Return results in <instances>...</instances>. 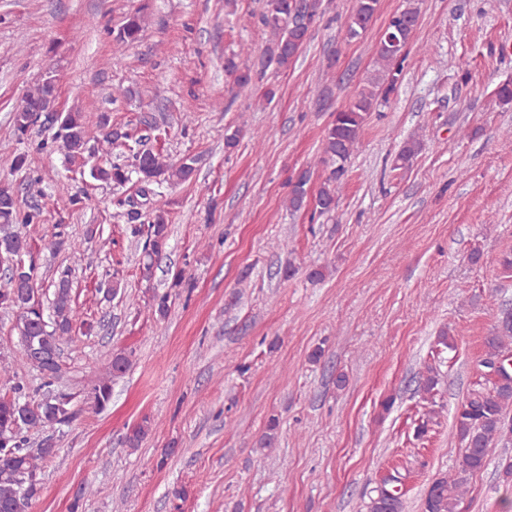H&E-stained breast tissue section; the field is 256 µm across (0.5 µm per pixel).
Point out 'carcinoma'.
Wrapping results in <instances>:
<instances>
[{"label":"carcinoma","instance_id":"carcinoma-1","mask_svg":"<svg viewBox=\"0 0 512 512\" xmlns=\"http://www.w3.org/2000/svg\"><path fill=\"white\" fill-rule=\"evenodd\" d=\"M379 0H356L354 11L346 21V38L363 35L378 11ZM317 15L316 0H264L260 21L270 39L255 67L241 65L239 54L233 52L224 58V71L238 87H248L261 80L271 65L286 70L296 60L305 45ZM419 10L412 3L394 13L386 25L401 46L409 44L413 24ZM145 25V16L136 11L126 16L115 36L120 44H131L139 39ZM408 53L378 47L379 68L367 80L346 109L336 113L322 138V152L318 163L330 168L314 196L312 213L326 214L336 208L337 192L347 165L353 155L359 133L367 117L379 101H387L396 90ZM55 79L46 76L26 97L22 108L13 114V135L22 140L37 124L49 123L57 127L52 141H41L39 151L59 152L70 166L80 168V174H89L97 182L123 186L134 180L140 184L139 193L148 205L151 220L141 221L142 214L134 201H118L128 205L126 223L133 237L146 235L145 267L151 268L161 258L169 241L168 216L163 194L151 185L179 184L195 175L194 158L173 163L162 151H137L127 166L97 165L83 171L86 156L102 152L112 153V145L130 139L126 131L111 129L107 121L99 124V131L90 130L83 114L77 110L49 112L54 102ZM422 145L407 141L395 157L394 166H408ZM311 170L299 173L298 183L288 193V208L298 212L308 204L307 189ZM58 205L22 203L14 189L0 186V265L5 267L0 279V306L11 310L16 317L15 328L22 343L23 363L35 371L45 390L39 401L32 399L27 388L18 383L12 394L0 396V512H27L32 499L41 489L43 463L56 454L52 437L36 442L31 432L55 430L70 423L78 415L73 397L53 390L61 375L60 355L63 344L72 340L78 314L69 271H63L54 284L50 313H45L39 299L40 275L33 256V244L22 233L32 224H45L57 211ZM88 229L82 240L66 232L63 224H54L45 235V246L51 251L67 250L81 254L85 243L93 239ZM512 357V311L498 318L484 339L483 360ZM441 383L440 372L434 363H427L419 373V387L423 401L436 405ZM112 397L111 378H102L89 391L94 406L103 408ZM456 436L462 445L458 468L435 479L426 493L424 512H459V505L469 492V479L482 471L491 449L508 447L512 443V369L503 365L496 376L481 374L474 381L467 396L454 414ZM391 477L377 487L370 498L367 512H404L403 493Z\"/></svg>","mask_w":512,"mask_h":512}]
</instances>
